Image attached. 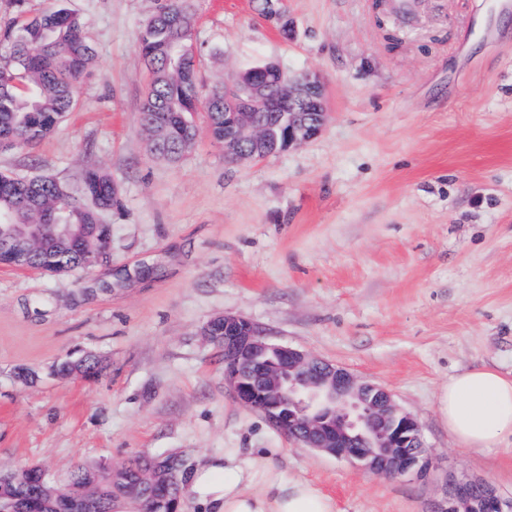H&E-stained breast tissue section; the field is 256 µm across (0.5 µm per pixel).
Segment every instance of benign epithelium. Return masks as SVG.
<instances>
[{
    "label": "benign epithelium",
    "instance_id": "7a95c632",
    "mask_svg": "<svg viewBox=\"0 0 512 512\" xmlns=\"http://www.w3.org/2000/svg\"><path fill=\"white\" fill-rule=\"evenodd\" d=\"M268 20L288 19L284 0H265ZM288 94V111L275 126H259L251 113L270 104V89L242 90L244 77L224 84V158L230 163L268 156L263 147L285 140V149L318 136L325 122V99L319 75L288 76L270 64ZM66 209L47 224H11L0 234V268L28 269L35 246L52 243L59 261L39 267L51 276L73 275L61 261L72 249L84 252L80 270L103 262L97 237L84 235L63 223ZM224 323V381L244 407L261 413L277 430L305 448L337 459L355 460L365 470L389 477L424 476L431 466L417 418L402 410L386 388L364 381L348 369L313 358L302 350L268 340L249 318L224 313L211 318L204 333L211 343L215 323ZM442 512H512L494 486L470 477L448 483L447 507Z\"/></svg>",
    "mask_w": 512,
    "mask_h": 512
}]
</instances>
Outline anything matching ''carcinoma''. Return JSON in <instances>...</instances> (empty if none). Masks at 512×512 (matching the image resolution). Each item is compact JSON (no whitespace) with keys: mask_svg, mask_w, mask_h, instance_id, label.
<instances>
[{"mask_svg":"<svg viewBox=\"0 0 512 512\" xmlns=\"http://www.w3.org/2000/svg\"><path fill=\"white\" fill-rule=\"evenodd\" d=\"M12 12L0 16V138L10 137L15 148L33 145L54 132L75 103L76 84L92 60L84 35V20L66 0L41 14L27 15V0H10ZM171 17L180 18L173 24ZM193 0H160L156 11L143 23L138 49L150 75L140 108V126L163 119L172 112L184 113L185 120L173 119L174 126L192 128V115L199 110L198 76L194 61ZM209 132L224 143V89L211 92L205 104ZM177 163L185 153L184 140L173 131L163 150ZM100 185L98 203L112 207L119 199L112 193V179L95 174ZM18 176L0 171V213L14 224L41 223L47 214L67 207L66 223L84 230L95 222L96 211L65 196L66 186L42 175L37 188L23 196L16 186ZM74 372L90 379L99 376L101 362L91 356L68 359L61 373ZM193 475L187 456L135 455L118 470L79 466L68 478L70 496L89 492L96 496L102 512H180L184 487ZM163 488L164 506H156L154 496H132L130 489ZM54 487L44 469L31 470L24 496L37 503V512H66L67 500L49 497L44 490Z\"/></svg>","mask_w":512,"mask_h":512,"instance_id":"1","label":"carcinoma"}]
</instances>
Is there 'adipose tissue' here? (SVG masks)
I'll list each match as a JSON object with an SVG mask.
<instances>
[{
    "instance_id": "ef3b65f1",
    "label": "adipose tissue",
    "mask_w": 512,
    "mask_h": 512,
    "mask_svg": "<svg viewBox=\"0 0 512 512\" xmlns=\"http://www.w3.org/2000/svg\"><path fill=\"white\" fill-rule=\"evenodd\" d=\"M438 402L449 433L464 448H491L512 436L511 377L487 368L459 373ZM190 492L205 512H337L335 500L310 481L285 478L268 451L229 452L202 464Z\"/></svg>"
}]
</instances>
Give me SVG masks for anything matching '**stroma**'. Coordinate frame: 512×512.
<instances>
[{
    "label": "stroma",
    "mask_w": 512,
    "mask_h": 512,
    "mask_svg": "<svg viewBox=\"0 0 512 512\" xmlns=\"http://www.w3.org/2000/svg\"><path fill=\"white\" fill-rule=\"evenodd\" d=\"M94 63L52 134L0 151V171L78 190L109 173L120 203L112 257L84 277L0 269V472L136 454L272 448L339 512H441L467 474L512 500V437L481 451L449 434L438 394L452 375H512V11L502 0H418L398 46L375 0H286L283 38L252 0H195L196 63L208 93L274 63L321 76L313 141L228 164L205 112L194 147L169 165L139 127L148 73L137 47L156 0H69ZM240 314L273 342L343 366L415 415L434 466L385 478L300 447L242 407L224 353L202 328ZM87 353L95 379L55 367ZM28 378H21L19 370Z\"/></svg>",
    "instance_id": "stroma-1"
}]
</instances>
